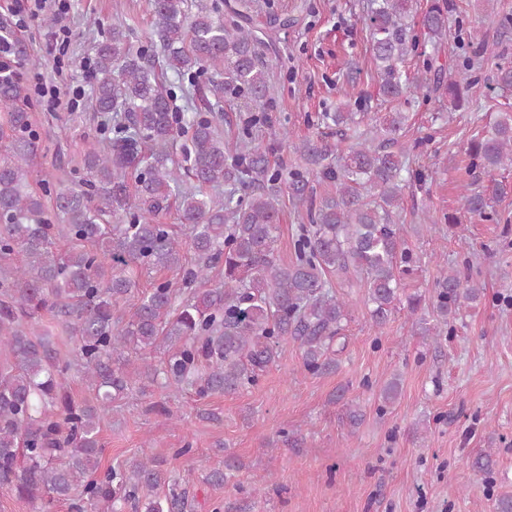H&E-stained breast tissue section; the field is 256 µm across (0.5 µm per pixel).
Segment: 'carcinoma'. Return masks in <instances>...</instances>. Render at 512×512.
I'll list each match as a JSON object with an SVG mask.
<instances>
[{
    "mask_svg": "<svg viewBox=\"0 0 512 512\" xmlns=\"http://www.w3.org/2000/svg\"><path fill=\"white\" fill-rule=\"evenodd\" d=\"M415 0H374L367 28L379 67L380 92L388 100L420 88L448 91L456 110L468 101L467 72L497 57L484 43L465 58L463 71L447 77L428 66L411 78L403 70L417 49L420 27L437 47L448 36V4L433 0L417 14ZM231 17L201 0H151L154 40L136 45L114 26L97 45L94 108L104 138L84 151V182L39 189L34 160L43 139L26 110L27 87L17 73H0V488L30 501L41 512L76 491L97 512H181L176 488L159 463L146 458L100 476L102 414L138 385L173 391L192 388L201 397L235 392L256 383L278 357L280 341L298 343L313 374L334 370L345 348L344 322L351 304L333 291L360 283L363 304L377 326L389 321L404 276L419 263L404 248V174L410 153L399 145L405 112H386L365 133L357 112H326L322 121L348 138L328 162V143L303 139L294 146L304 167L283 174L271 168L269 147L252 139L246 122L233 138L221 136L220 104L230 95L247 112L265 111L270 65L261 56L253 25L255 0H226ZM0 40L20 64L37 59L0 19ZM173 73L177 81L168 80ZM197 102L186 116L179 100ZM183 161L176 159L178 141ZM467 173L491 177L512 168V113H498L470 140ZM335 192L313 196L310 176ZM298 217L307 220L293 237V256H276L282 181ZM505 186H461V209L481 220H498L493 201ZM176 210L187 233L162 222ZM66 241L68 249L58 243ZM224 267L219 283L211 270ZM155 279L129 313L120 300L141 276ZM434 323L421 335L438 340L448 317L480 298V286L459 270L437 269ZM61 324L75 342L61 355L44 316ZM77 369L93 398L76 403L69 377Z\"/></svg>",
    "mask_w": 512,
    "mask_h": 512,
    "instance_id": "carcinoma-1",
    "label": "carcinoma"
}]
</instances>
